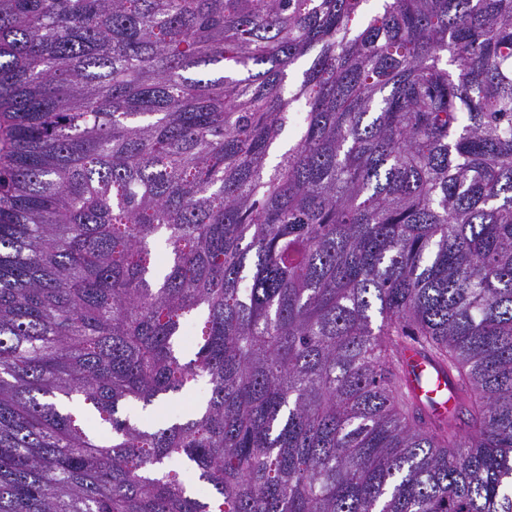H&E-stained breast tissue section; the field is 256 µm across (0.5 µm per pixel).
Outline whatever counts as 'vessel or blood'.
<instances>
[{"mask_svg": "<svg viewBox=\"0 0 512 512\" xmlns=\"http://www.w3.org/2000/svg\"><path fill=\"white\" fill-rule=\"evenodd\" d=\"M401 368L408 390L423 403L434 418L447 417L454 399L445 375L420 354L418 344L406 343L401 355Z\"/></svg>", "mask_w": 512, "mask_h": 512, "instance_id": "obj_1", "label": "vessel or blood"}]
</instances>
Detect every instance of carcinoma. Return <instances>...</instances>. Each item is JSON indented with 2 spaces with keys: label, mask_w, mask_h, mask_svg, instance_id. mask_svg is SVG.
Here are the masks:
<instances>
[{
  "label": "carcinoma",
  "mask_w": 512,
  "mask_h": 512,
  "mask_svg": "<svg viewBox=\"0 0 512 512\" xmlns=\"http://www.w3.org/2000/svg\"><path fill=\"white\" fill-rule=\"evenodd\" d=\"M0 127V512H512V0H0ZM418 344L408 342L401 355V368L408 390L423 403L434 418L448 417L454 399L445 375L420 355ZM208 393V386L205 381H200L190 392L172 398L164 408V417H157L156 421L163 424L164 418H175L183 416L192 411L196 404L202 401Z\"/></svg>",
  "instance_id": "carcinoma-1"
}]
</instances>
